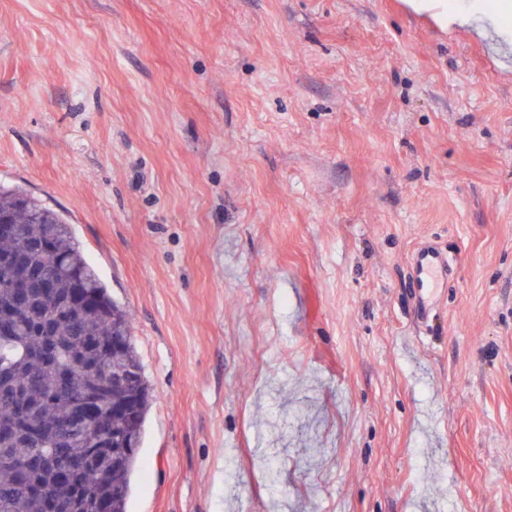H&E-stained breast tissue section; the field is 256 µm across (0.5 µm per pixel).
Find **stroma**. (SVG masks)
<instances>
[{"mask_svg":"<svg viewBox=\"0 0 512 512\" xmlns=\"http://www.w3.org/2000/svg\"><path fill=\"white\" fill-rule=\"evenodd\" d=\"M466 30L0 0V184L65 215L149 383L128 512H512V68ZM424 239L459 273L419 324Z\"/></svg>","mask_w":512,"mask_h":512,"instance_id":"35a3bbf8","label":"stroma"}]
</instances>
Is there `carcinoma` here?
<instances>
[{
  "label": "carcinoma",
  "mask_w": 512,
  "mask_h": 512,
  "mask_svg": "<svg viewBox=\"0 0 512 512\" xmlns=\"http://www.w3.org/2000/svg\"><path fill=\"white\" fill-rule=\"evenodd\" d=\"M0 214V512H127L150 405L131 322L57 211L0 185ZM114 432L119 455L83 466Z\"/></svg>",
  "instance_id": "carcinoma-1"
}]
</instances>
